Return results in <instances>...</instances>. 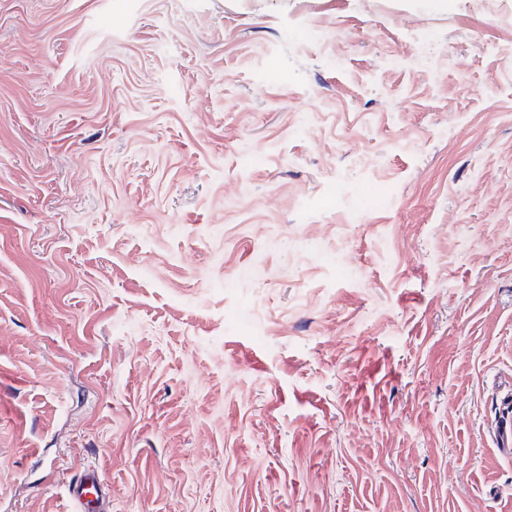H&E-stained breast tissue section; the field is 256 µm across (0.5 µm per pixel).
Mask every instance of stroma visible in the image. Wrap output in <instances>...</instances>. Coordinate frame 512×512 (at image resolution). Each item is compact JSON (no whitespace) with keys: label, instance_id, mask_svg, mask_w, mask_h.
<instances>
[{"label":"stroma","instance_id":"35a3bbf8","mask_svg":"<svg viewBox=\"0 0 512 512\" xmlns=\"http://www.w3.org/2000/svg\"><path fill=\"white\" fill-rule=\"evenodd\" d=\"M512 0H0V512H512ZM491 440L501 455L512 456V394L500 399L499 417L489 430ZM71 512H112L107 485L98 469L84 471L65 485Z\"/></svg>","mask_w":512,"mask_h":512}]
</instances>
